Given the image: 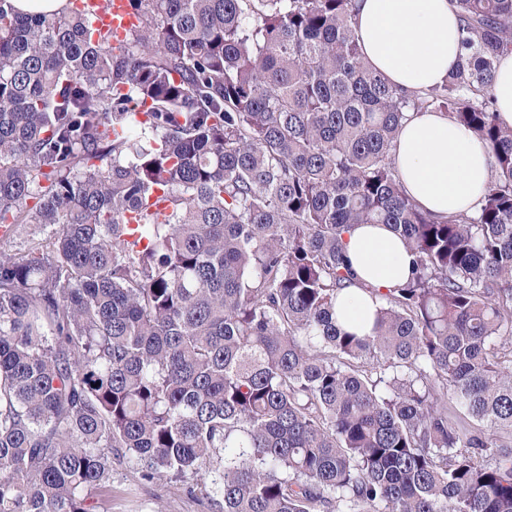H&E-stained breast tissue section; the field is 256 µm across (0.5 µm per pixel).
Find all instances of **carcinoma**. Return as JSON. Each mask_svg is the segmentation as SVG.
<instances>
[{
	"label": "carcinoma",
	"instance_id": "obj_1",
	"mask_svg": "<svg viewBox=\"0 0 512 512\" xmlns=\"http://www.w3.org/2000/svg\"><path fill=\"white\" fill-rule=\"evenodd\" d=\"M451 2L465 54L406 92L356 0H130L118 43L0 0V241L48 230L0 250V512H95L114 458L215 512H512V0ZM410 111L491 151L474 212L407 193ZM357 224L412 255L365 336ZM492 92L499 122L512 127V54L500 58ZM376 308L375 298L352 287L336 303L338 324L347 331L359 334L369 333L373 325Z\"/></svg>",
	"mask_w": 512,
	"mask_h": 512
}]
</instances>
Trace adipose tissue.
<instances>
[{
	"mask_svg": "<svg viewBox=\"0 0 512 512\" xmlns=\"http://www.w3.org/2000/svg\"><path fill=\"white\" fill-rule=\"evenodd\" d=\"M355 29L370 66L394 86L418 91L441 83L458 61L459 20L450 0H359ZM396 165L408 193L438 215L474 210L492 175V156L466 127L436 112H412L396 146ZM346 250L369 292L350 289L336 306L347 331L370 332L375 294L410 273L401 239L381 224H361Z\"/></svg>",
	"mask_w": 512,
	"mask_h": 512,
	"instance_id": "obj_1",
	"label": "adipose tissue"
}]
</instances>
